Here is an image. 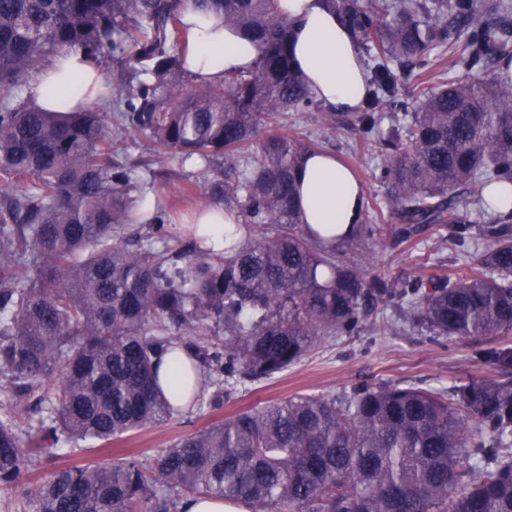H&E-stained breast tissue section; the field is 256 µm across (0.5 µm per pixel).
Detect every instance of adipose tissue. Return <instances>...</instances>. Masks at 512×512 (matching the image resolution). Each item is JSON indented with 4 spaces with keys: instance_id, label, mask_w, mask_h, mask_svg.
Masks as SVG:
<instances>
[{
    "instance_id": "adipose-tissue-1",
    "label": "adipose tissue",
    "mask_w": 512,
    "mask_h": 512,
    "mask_svg": "<svg viewBox=\"0 0 512 512\" xmlns=\"http://www.w3.org/2000/svg\"><path fill=\"white\" fill-rule=\"evenodd\" d=\"M290 21V51L316 98L344 112H353L367 93L364 65L349 32L324 0H281ZM182 21L189 31L186 66L197 81L221 84L225 74L254 68L257 53L237 30L222 26L219 18H201L192 8ZM103 83L100 68L82 55L54 62L31 91L38 109L67 111L95 98ZM301 223L311 225L326 238L337 226L357 223L364 188L353 173L329 153L305 157L297 170ZM197 233L214 252H223L235 236L237 212L211 204L196 210ZM158 379L174 410L191 407L195 381L183 350L166 352L159 361Z\"/></svg>"
}]
</instances>
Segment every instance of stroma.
Masks as SVG:
<instances>
[{"instance_id":"stroma-1","label":"stroma","mask_w":512,"mask_h":512,"mask_svg":"<svg viewBox=\"0 0 512 512\" xmlns=\"http://www.w3.org/2000/svg\"><path fill=\"white\" fill-rule=\"evenodd\" d=\"M283 131L309 141L314 148L336 153L363 183L367 201L379 203V223H394L393 214L383 206L386 188L374 177L377 166L386 158L379 143L362 142L353 130L328 131L317 115L308 112L290 113ZM112 151L118 161H140L138 175L146 191L160 200L161 212L175 216L208 205V197L195 189L196 183L202 180L199 166L181 163L178 157L160 153L149 141L122 133L113 134ZM364 253L367 269L390 275L420 272L427 276L451 272L454 266L452 252L439 248L436 236L427 233L420 236L414 249L376 239L366 244ZM488 345L485 338L433 342L416 332L383 333L369 329L356 336L328 338L287 371L239 386L233 399L221 408L196 407L174 414L160 424L113 441L107 449L94 446L61 456L39 457L30 467L26 480L35 482L62 466L90 460L110 461L129 454L149 462L183 435L298 393L337 395L360 381L445 389L455 382L487 374V367L476 363L472 353Z\"/></svg>"}]
</instances>
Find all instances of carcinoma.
Returning a JSON list of instances; mask_svg holds the SVG:
<instances>
[{
	"mask_svg": "<svg viewBox=\"0 0 512 512\" xmlns=\"http://www.w3.org/2000/svg\"><path fill=\"white\" fill-rule=\"evenodd\" d=\"M326 4L369 71L357 112L308 90L280 0H0V489L61 443L110 442L171 416L157 365L175 341L213 387L195 403L214 409L368 326L499 338L475 352L493 373L446 390L294 395L185 435L149 464L54 469L23 508L180 512L207 495L252 512H512V211L483 196L512 188V0ZM189 6L242 32L254 69L196 82L183 53ZM71 50L121 73L76 112L34 108L39 74ZM290 112L379 142L388 159L375 178L398 223H371L366 205L331 244L301 224L295 171L312 149L280 132ZM114 124L204 168L200 191L239 214L241 238L222 253L194 237L156 249L168 223L135 208L139 163L114 161ZM428 231L468 262L451 275L366 269L367 241ZM216 329L222 344L201 341ZM27 410L37 425L22 433Z\"/></svg>",
	"mask_w": 512,
	"mask_h": 512,
	"instance_id": "carcinoma-1",
	"label": "carcinoma"
}]
</instances>
